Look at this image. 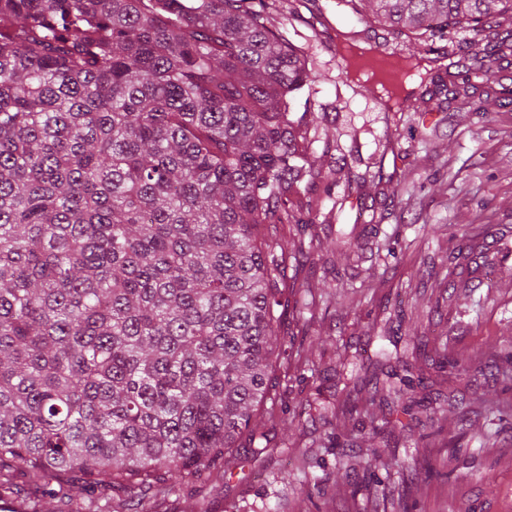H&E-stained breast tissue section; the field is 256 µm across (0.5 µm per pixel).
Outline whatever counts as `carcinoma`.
<instances>
[{"instance_id": "1", "label": "carcinoma", "mask_w": 512, "mask_h": 512, "mask_svg": "<svg viewBox=\"0 0 512 512\" xmlns=\"http://www.w3.org/2000/svg\"><path fill=\"white\" fill-rule=\"evenodd\" d=\"M256 0H0V501L35 512L69 476L143 500L224 475L268 445L288 265L312 226L294 198L323 179L303 48ZM365 23L461 32L471 64L430 98L469 104L512 52V0H346ZM350 255L375 219L329 224ZM448 252L456 297L478 287ZM413 379L378 365L323 406L403 411Z\"/></svg>"}]
</instances>
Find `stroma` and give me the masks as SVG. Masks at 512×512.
Returning <instances> with one entry per match:
<instances>
[{
	"mask_svg": "<svg viewBox=\"0 0 512 512\" xmlns=\"http://www.w3.org/2000/svg\"><path fill=\"white\" fill-rule=\"evenodd\" d=\"M272 23L311 57L310 95L294 113L317 106L311 149L340 148L344 170L326 174L318 195L342 194L348 173L382 171L415 186L416 202L369 183L348 197L338 221L383 216L387 247L359 269L321 237L301 261L297 305L281 318L291 333L288 375L272 418L262 421L271 447L262 463L246 449L224 459L220 482L176 483L157 512H512V377L491 370L512 345V60L495 65L490 95H474L487 112H462L457 102L422 104L425 84L411 92L421 119L408 128L403 112H386L353 95L338 67L337 32L360 41L379 37L418 57L452 52L468 63L467 46L420 38L403 29H376L357 20L345 0H276ZM481 224L500 225L505 240L477 237ZM472 243L470 266L482 288L467 298L429 276L448 251ZM425 353L413 356V346ZM458 357L439 366L436 349ZM411 362L423 380L410 397L411 414L385 424L378 407L321 420L319 387L364 386L384 354Z\"/></svg>",
	"mask_w": 512,
	"mask_h": 512,
	"instance_id": "stroma-1",
	"label": "stroma"
}]
</instances>
